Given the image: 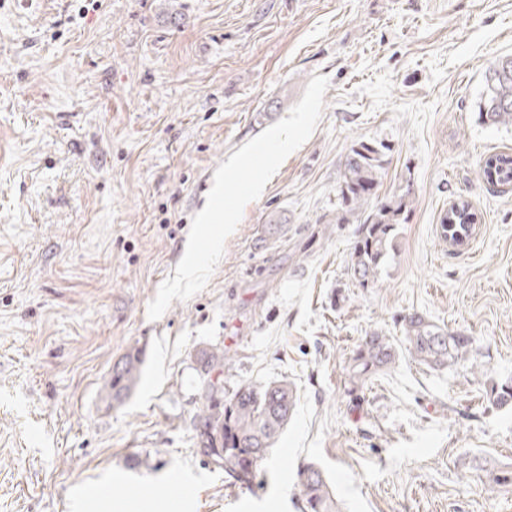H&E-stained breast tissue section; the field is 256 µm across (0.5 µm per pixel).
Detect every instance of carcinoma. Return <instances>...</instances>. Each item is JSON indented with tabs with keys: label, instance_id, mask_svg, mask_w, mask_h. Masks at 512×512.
Returning a JSON list of instances; mask_svg holds the SVG:
<instances>
[{
	"label": "carcinoma",
	"instance_id": "obj_1",
	"mask_svg": "<svg viewBox=\"0 0 512 512\" xmlns=\"http://www.w3.org/2000/svg\"><path fill=\"white\" fill-rule=\"evenodd\" d=\"M478 119L490 126L512 125V56L499 59L485 73V85L478 105ZM390 147L382 142L358 139L345 156L338 187L341 205L366 214L350 254L351 272L362 288L375 282L381 265L393 251L395 226L405 222L412 202L407 186L391 196L373 199L385 170ZM487 181L496 186L512 184V154L489 155L483 166ZM478 215L466 201L453 203L440 216V235L448 238V225L475 224ZM406 350L414 360L431 368H451L469 359L474 340L450 332L417 313L401 317ZM398 354L391 337L372 331L357 344L347 369L353 385H365L396 364ZM204 379L199 393L200 407L194 417L200 452L215 467L239 484L252 482L268 449L293 415L294 389L286 380L264 385L241 384L229 397L211 382L224 379V349L202 352ZM138 350L129 352L112 370L104 386L105 398L116 403L138 385L142 373ZM490 403L512 406V385L490 383L486 389ZM298 512H342V504L330 489L322 470L313 463L297 471Z\"/></svg>",
	"mask_w": 512,
	"mask_h": 512
}]
</instances>
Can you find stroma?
Here are the masks:
<instances>
[{
	"mask_svg": "<svg viewBox=\"0 0 512 512\" xmlns=\"http://www.w3.org/2000/svg\"><path fill=\"white\" fill-rule=\"evenodd\" d=\"M512 56V0H0V512H297V468L345 512H512V188L480 174L512 153L488 126L484 75ZM329 87L311 137L246 205L206 287L147 309L174 277L220 163ZM390 145L377 189L411 186L406 223L370 288L337 221L352 141ZM465 200L474 247L439 217ZM418 313L474 337L467 365L402 350L351 389L367 332L403 342ZM228 386L287 380L288 425L251 484L197 447L199 355ZM142 377L102 392L131 350ZM440 235L448 239V246L459 253L467 251L475 239V226L479 218L466 201L454 202L441 214Z\"/></svg>",
	"mask_w": 512,
	"mask_h": 512,
	"instance_id": "35a3bbf8",
	"label": "stroma"
}]
</instances>
